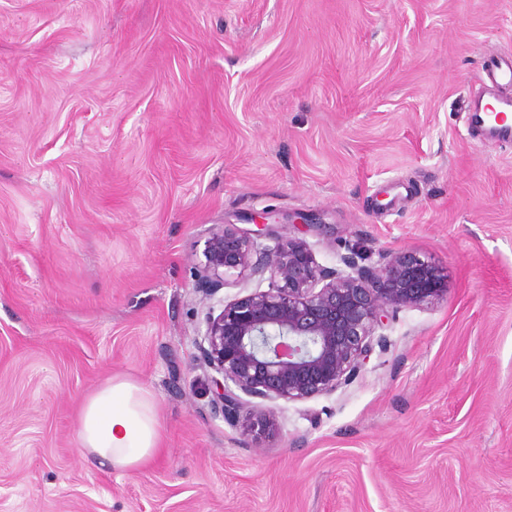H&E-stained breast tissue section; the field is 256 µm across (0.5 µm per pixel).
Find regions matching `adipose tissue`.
I'll return each mask as SVG.
<instances>
[{"label":"adipose tissue","mask_w":512,"mask_h":512,"mask_svg":"<svg viewBox=\"0 0 512 512\" xmlns=\"http://www.w3.org/2000/svg\"><path fill=\"white\" fill-rule=\"evenodd\" d=\"M163 423L154 392L115 375L80 404L76 444L120 471H137L159 451Z\"/></svg>","instance_id":"obj_1"}]
</instances>
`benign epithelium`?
<instances>
[{
	"mask_svg": "<svg viewBox=\"0 0 512 512\" xmlns=\"http://www.w3.org/2000/svg\"><path fill=\"white\" fill-rule=\"evenodd\" d=\"M253 229L219 224L205 241L198 291L214 295L235 281L269 276L265 290L207 313L197 363L213 371L211 406L234 427L261 434L274 424L271 404L330 394L349 384L374 349V336L402 308L431 303L444 291L440 270L414 251L380 254L375 267L355 251L327 268L305 239L279 228L316 223L303 214L276 221L270 212L241 217ZM271 240L262 245L258 240Z\"/></svg>",
	"mask_w": 512,
	"mask_h": 512,
	"instance_id": "benign-epithelium-1",
	"label": "benign epithelium"
}]
</instances>
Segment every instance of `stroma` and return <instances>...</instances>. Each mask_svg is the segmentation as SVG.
Masks as SVG:
<instances>
[{
  "label": "stroma",
  "mask_w": 512,
  "mask_h": 512,
  "mask_svg": "<svg viewBox=\"0 0 512 512\" xmlns=\"http://www.w3.org/2000/svg\"><path fill=\"white\" fill-rule=\"evenodd\" d=\"M512 0H0V512H512V145L466 123ZM318 218L337 267L415 250L446 290L257 439L194 339L215 224ZM156 395L163 447L81 456L82 399Z\"/></svg>",
  "instance_id": "obj_1"
}]
</instances>
